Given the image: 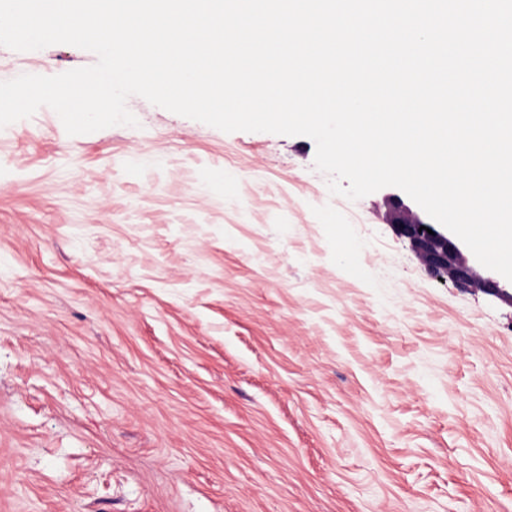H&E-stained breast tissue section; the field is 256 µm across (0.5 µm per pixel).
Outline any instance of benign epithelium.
<instances>
[{
  "mask_svg": "<svg viewBox=\"0 0 512 512\" xmlns=\"http://www.w3.org/2000/svg\"><path fill=\"white\" fill-rule=\"evenodd\" d=\"M394 214L392 227L407 240L428 272L449 280L461 290L479 288L485 294L512 304V283L494 277L479 278L463 257L459 238L441 224L427 220L406 205L401 197H387Z\"/></svg>",
  "mask_w": 512,
  "mask_h": 512,
  "instance_id": "7a95c632",
  "label": "benign epithelium"
}]
</instances>
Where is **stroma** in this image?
Listing matches in <instances>:
<instances>
[{"label":"stroma","instance_id":"obj_1","mask_svg":"<svg viewBox=\"0 0 512 512\" xmlns=\"http://www.w3.org/2000/svg\"><path fill=\"white\" fill-rule=\"evenodd\" d=\"M0 46V81L93 65ZM0 128V512H512V304L306 136ZM387 200L394 214L392 227L396 235L410 243L431 275L448 279L461 290L477 287L489 296L512 304V281L508 284L494 277L477 278L475 270L463 257L459 238L454 233L420 216L398 195H390ZM421 226L425 229L419 231Z\"/></svg>","mask_w":512,"mask_h":512}]
</instances>
